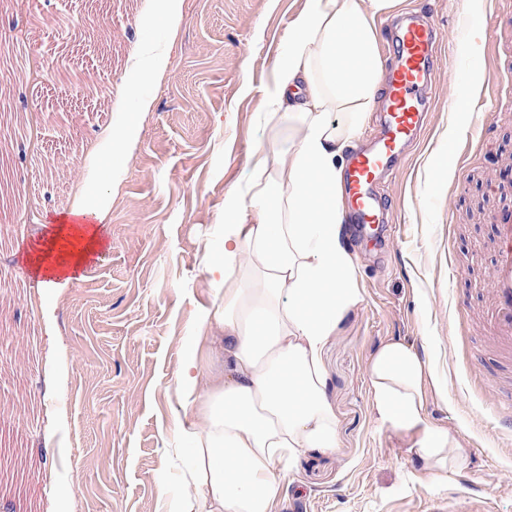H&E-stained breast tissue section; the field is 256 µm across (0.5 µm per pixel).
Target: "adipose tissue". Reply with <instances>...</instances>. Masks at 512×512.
I'll list each match as a JSON object with an SVG mask.
<instances>
[{
    "mask_svg": "<svg viewBox=\"0 0 512 512\" xmlns=\"http://www.w3.org/2000/svg\"><path fill=\"white\" fill-rule=\"evenodd\" d=\"M390 0H306L292 19L288 50L272 66L260 119L272 133L256 146L244 188L224 198L221 257L205 260L217 306L202 326L221 342L224 369L201 387L194 351L176 379L183 404L199 415L188 430L192 494L173 512H276L283 471L311 451L338 446L323 352L344 317L361 304L341 181L380 86L372 14ZM140 130L126 113L86 163L108 160L113 183L127 170ZM109 195L76 188L70 221L53 227L35 264L33 312L54 332L57 298L93 251ZM371 407L382 427L416 433L411 452L436 476L465 462L460 441L425 417L430 382L424 359L400 340L369 363Z\"/></svg>",
    "mask_w": 512,
    "mask_h": 512,
    "instance_id": "ef3b65f1",
    "label": "adipose tissue"
}]
</instances>
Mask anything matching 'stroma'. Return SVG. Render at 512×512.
<instances>
[{"mask_svg":"<svg viewBox=\"0 0 512 512\" xmlns=\"http://www.w3.org/2000/svg\"><path fill=\"white\" fill-rule=\"evenodd\" d=\"M169 0H0V499L15 512H170L191 493L183 428L197 409L180 406L177 372L195 346L198 373L222 368L200 340V315L215 305L204 256L218 257L224 198L242 185L253 146L271 133L258 120L288 25L306 0H180L176 32L161 21ZM479 26L467 0H394L378 12L381 65L390 31L407 12L428 13L440 66L426 91L431 107L398 168L378 185L386 223L351 229L363 301L341 322L326 351L330 396L340 419L335 451L300 457L283 478L282 512H429L451 495L512 512V426L495 392L496 352L477 327L492 259L491 214L512 210V14L483 5ZM505 51L488 68L489 40ZM166 41L161 80L139 77L130 59L140 43ZM50 61L30 72L26 59ZM495 81L471 111L451 114L464 81ZM146 98L138 141L119 186L107 169L88 185L111 195L101 243L58 298V336L70 358L65 385L47 373L43 323L28 309L24 263L44 235L34 215L67 213L71 191L95 141ZM43 132L48 163L26 134ZM436 151L452 174L430 169ZM426 347L447 396L428 392L429 424L455 435L466 463L436 477L409 448L413 435L375 421L368 363L383 342ZM63 449L44 445L57 413ZM68 467L56 491L52 475Z\"/></svg>","mask_w":512,"mask_h":512,"instance_id":"stroma-1","label":"stroma"}]
</instances>
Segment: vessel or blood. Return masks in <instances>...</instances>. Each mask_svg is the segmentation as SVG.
<instances>
[{
	"label": "vessel or blood",
	"instance_id": "vessel-or-blood-1",
	"mask_svg": "<svg viewBox=\"0 0 512 512\" xmlns=\"http://www.w3.org/2000/svg\"><path fill=\"white\" fill-rule=\"evenodd\" d=\"M437 45L438 33L429 17L411 13L404 18L389 65L382 134L354 151L345 171L350 223L367 228L380 221L384 205L376 186L393 171L405 146L424 126L428 109L423 89L431 80ZM492 223L490 298L481 312V326L494 342L498 358L512 363V210L493 215Z\"/></svg>",
	"mask_w": 512,
	"mask_h": 512
}]
</instances>
